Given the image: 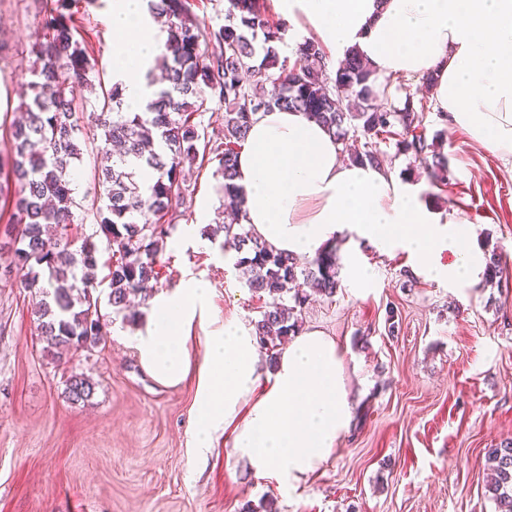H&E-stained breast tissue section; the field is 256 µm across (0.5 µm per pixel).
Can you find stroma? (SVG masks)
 Here are the masks:
<instances>
[{"instance_id": "1", "label": "stroma", "mask_w": 512, "mask_h": 512, "mask_svg": "<svg viewBox=\"0 0 512 512\" xmlns=\"http://www.w3.org/2000/svg\"><path fill=\"white\" fill-rule=\"evenodd\" d=\"M46 0H0V157L10 150L5 117H17L21 85L30 78ZM88 53L104 83L112 81V0H76ZM449 165L441 197L429 206L476 222L474 246L497 253L512 272V172L468 135L442 120ZM94 145L77 165L71 235L92 238L100 260L109 251L95 223ZM192 205L177 233L194 228L210 250L166 244L159 278L135 299L195 275L212 287L210 318L250 325L267 295L252 292L223 237V178L216 165L191 167ZM0 197V512H495L486 490V453L512 439V276L475 288H449L418 273L402 251L361 253L375 275L349 288L348 235L333 240L340 282L333 297L313 295L301 327L318 329L348 350L344 380L351 426L336 452L288 487L255 473L234 454L226 433L211 448L193 442L197 375L174 386L154 380L130 341L138 326L101 305L103 339L89 351L47 353L35 333L32 299L13 265ZM122 326L123 335L111 334ZM91 377L88 402L72 403L71 375Z\"/></svg>"}]
</instances>
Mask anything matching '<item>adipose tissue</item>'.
I'll return each mask as SVG.
<instances>
[{
  "mask_svg": "<svg viewBox=\"0 0 512 512\" xmlns=\"http://www.w3.org/2000/svg\"><path fill=\"white\" fill-rule=\"evenodd\" d=\"M299 36L332 60L358 48L379 79L435 77V108L471 141L512 164V0H273ZM112 73L126 102L144 109L164 38L147 0H112ZM236 184L243 222L273 250L312 258L342 233L380 251L401 250L429 278L478 286L486 261L472 244L473 222L424 205L417 186L385 167L343 161L341 146L300 112H258L243 142ZM449 262H442V252ZM209 281L191 277L155 297L133 342L145 369L176 384L199 372L196 447L220 429L256 473L296 483L325 462L352 416L343 377L347 350L320 330L294 336L262 376L252 330L211 328ZM203 329L204 355L192 366L187 342Z\"/></svg>",
  "mask_w": 512,
  "mask_h": 512,
  "instance_id": "adipose-tissue-1",
  "label": "adipose tissue"
}]
</instances>
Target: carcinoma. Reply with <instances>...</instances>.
<instances>
[{
    "label": "carcinoma",
    "instance_id": "obj_1",
    "mask_svg": "<svg viewBox=\"0 0 512 512\" xmlns=\"http://www.w3.org/2000/svg\"><path fill=\"white\" fill-rule=\"evenodd\" d=\"M74 2L52 0L28 94L19 105L23 116L11 125L12 151L0 161V194L14 187L8 220L15 231L14 266L32 296L37 336L48 352L91 350L101 335L100 297L93 296L98 283L89 277L98 267V250L88 239L74 247L68 233L77 207L73 165L82 158L83 138L100 141L95 214L111 251L105 263L107 304L125 311L130 296L157 279L177 209L192 197L184 169L207 156L217 162L224 180V212L232 215L218 229L237 241L235 266L248 287L270 297L253 324L259 347L267 351L298 330V309L307 300L298 282H310L315 291L331 297L338 288V266L333 249L302 263L273 251L238 223L244 197L234 183L237 150L256 113L273 108L302 112L344 146L350 135L362 136L363 150L350 154L359 165L385 164L380 144L391 138L397 156L433 173L448 166V157L426 136L425 113L431 104L424 89L432 85L431 77L406 92L398 108L377 100L388 97L392 86L406 88L405 79L376 90V75L356 49L332 80L325 52L313 39L296 44L300 64H292L278 49L288 25L270 19L266 0H229L225 23L216 29L202 26L190 0H149V12L166 26L156 61L167 86L140 112L128 111L119 84L102 90L95 126L84 133L80 114L89 104L84 91L100 76L75 37ZM259 36L261 57L254 45ZM211 43L222 46L220 54L209 53ZM212 104L224 107V130L216 139L201 121ZM144 167L155 173L148 184L136 180ZM507 275L499 257L491 254L486 279L500 282ZM66 393L69 400L85 403L94 395L95 383L84 374L72 375ZM486 465L497 512H512V439L489 449Z\"/></svg>",
    "mask_w": 512,
    "mask_h": 512
}]
</instances>
